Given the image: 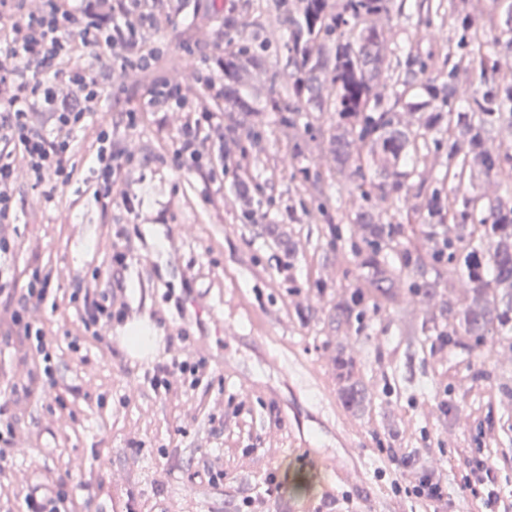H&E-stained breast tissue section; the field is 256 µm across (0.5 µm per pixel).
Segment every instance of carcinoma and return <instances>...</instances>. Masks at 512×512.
<instances>
[{
  "instance_id": "obj_1",
  "label": "carcinoma",
  "mask_w": 512,
  "mask_h": 512,
  "mask_svg": "<svg viewBox=\"0 0 512 512\" xmlns=\"http://www.w3.org/2000/svg\"><path fill=\"white\" fill-rule=\"evenodd\" d=\"M465 2L441 0L437 5L448 7L455 27V38L448 47L452 61L448 80L439 83L427 77L418 81L428 67L415 61L407 87L398 96L397 102L405 107L428 110L416 129L399 128L394 108L385 107L374 93L386 68L381 53L386 32L376 26L374 18L387 12L392 0H265L264 10L288 24L286 53L292 66L291 72H275L268 78L265 96L273 112L336 113V133L329 144L338 162L354 163L361 175L365 163L379 157L389 161L380 180L370 184L383 202L411 190L416 167L401 170L398 163L418 162L429 132L437 128L448 135V169L453 179L461 182L474 169L500 178L503 194L494 199L476 194L448 197V236L440 238L431 229L425 241L436 257L446 254L452 260L461 259L469 284L467 301L448 323V335L477 343L497 338L512 349V145L504 150L486 147L490 129L505 125L512 130V80L489 78L496 70L495 56H512V0L505 7L502 27L492 38V55L473 49L484 26L462 7ZM264 58L263 50L245 41L224 49V109L238 114V126L256 145L261 142L263 123L238 86L262 67ZM463 76L477 78L478 84L461 109L458 87ZM416 85L426 92V100L412 97ZM355 144L365 153L353 154ZM353 223L364 225L357 232L362 246L354 251L361 267L377 271L396 261L392 272L411 276V242L401 239L400 230L385 221L380 211L362 212ZM336 369L348 401L356 402L360 391L353 361L340 355Z\"/></svg>"
}]
</instances>
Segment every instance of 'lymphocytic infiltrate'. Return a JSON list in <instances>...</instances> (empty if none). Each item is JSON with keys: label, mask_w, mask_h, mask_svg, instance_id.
<instances>
[{"label": "lymphocytic infiltrate", "mask_w": 512, "mask_h": 512, "mask_svg": "<svg viewBox=\"0 0 512 512\" xmlns=\"http://www.w3.org/2000/svg\"><path fill=\"white\" fill-rule=\"evenodd\" d=\"M24 0H0V256L8 254L7 233L16 223L19 202L14 187L18 171H25L33 186L43 188L45 200H53L58 186L68 184L75 173L71 163L77 135H91L98 173L95 196L111 199L126 178L135 154L131 148L112 147L113 127L95 121L99 106L127 72L150 81L143 110L161 113L181 109L188 117L181 126L173 150L176 164L203 157L223 161L217 145L224 142V119L201 105H189L179 83L163 76V57L145 42L144 29L158 26L171 13L146 0H41L39 12L25 11ZM103 54L105 64L89 66L87 59ZM25 68H17L16 57ZM53 286L50 269L32 270L24 289H16L12 275L0 267V327L14 336L24 353L41 355V374L29 376L23 393L43 389L52 379V356L44 329L31 317L33 305L42 303ZM75 295L83 299L89 324L102 318L124 319L125 307L115 306L111 294L101 292L97 279H79ZM394 495L421 503L425 512H453L455 492L424 475L408 481L393 480ZM470 495L481 512H512V498L496 489L495 469L486 459L474 457L461 469L456 492Z\"/></svg>", "instance_id": "lymphocytic-infiltrate-1"}]
</instances>
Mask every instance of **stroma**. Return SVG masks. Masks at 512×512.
I'll use <instances>...</instances> for the list:
<instances>
[{
	"label": "stroma",
	"mask_w": 512,
	"mask_h": 512,
	"mask_svg": "<svg viewBox=\"0 0 512 512\" xmlns=\"http://www.w3.org/2000/svg\"><path fill=\"white\" fill-rule=\"evenodd\" d=\"M259 0H184L178 16L147 32L149 45L181 58L171 74L188 100L206 93L186 50L215 45L224 17H250L247 39L268 45V71L282 69L286 24L258 9ZM387 31L388 68L374 93L394 105L408 73L406 56L447 72L451 19L428 14L424 0H394L379 16ZM265 73L253 75L243 96L265 110V140L254 149L225 117V166L187 171L172 152L184 113L144 114L116 142L139 153L125 194L110 203L94 197L97 174L91 138L76 139V175L53 202L19 176L22 201L9 255L0 258L17 285L34 267L55 281L33 318L51 343L54 386L18 394L15 450L0 489V512H17L23 495L50 480L67 496V512H241L243 499L263 491L268 475L282 484L271 512H412L393 494L385 449L405 447L415 460L406 477L427 471L456 485L459 468L445 449L492 461L504 494L512 495V349L488 340L442 346L436 325L466 301L463 277L449 278L448 261H435L424 241L420 198L447 197L448 148L432 133L412 178L420 197H400L388 210L415 250V273L387 286L383 307L366 301L357 313L336 311L355 289L369 288L351 254L352 218L377 205L362 178L338 167L328 147L332 112L288 123L266 111ZM319 178L307 195L303 174ZM224 208L216 216L208 196ZM122 246L113 266L106 242ZM99 273L103 287L127 304L124 320L101 336L86 331L80 304L70 302L75 281ZM431 283L430 296L413 285ZM213 305L223 333L200 326L189 300ZM141 328L155 336L151 355L131 356L124 343ZM358 367L368 395L347 404L336 376L337 349ZM205 360L207 373L192 387L153 389L154 369L171 358ZM38 356H21L0 330V401L26 373L41 372ZM221 452L224 475L207 467ZM308 486L296 491L298 477Z\"/></svg>",
	"instance_id": "obj_1"
}]
</instances>
